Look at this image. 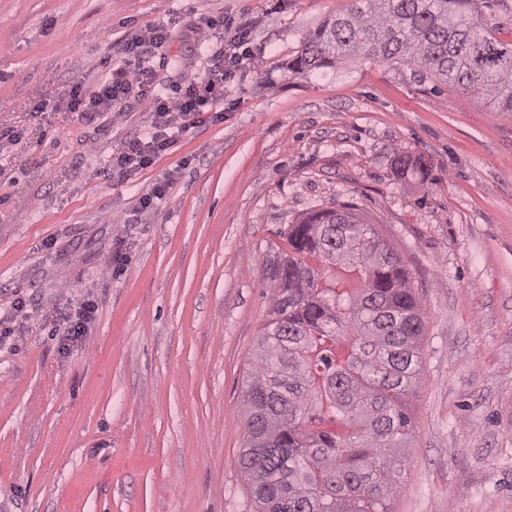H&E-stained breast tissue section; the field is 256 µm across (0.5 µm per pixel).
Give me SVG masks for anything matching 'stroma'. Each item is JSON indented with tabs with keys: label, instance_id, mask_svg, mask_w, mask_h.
Wrapping results in <instances>:
<instances>
[{
	"label": "stroma",
	"instance_id": "1",
	"mask_svg": "<svg viewBox=\"0 0 512 512\" xmlns=\"http://www.w3.org/2000/svg\"><path fill=\"white\" fill-rule=\"evenodd\" d=\"M351 3L0 0V512H254L236 460L269 265L289 224L342 203L383 225L425 313L391 512H512V112L402 61L294 73ZM225 13L253 18L261 65L222 120L113 179L149 115L65 111L70 85L167 21L157 84L203 72L221 41L190 53L183 35ZM400 154L424 155L426 178L397 177Z\"/></svg>",
	"mask_w": 512,
	"mask_h": 512
}]
</instances>
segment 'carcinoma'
Wrapping results in <instances>:
<instances>
[{"mask_svg": "<svg viewBox=\"0 0 512 512\" xmlns=\"http://www.w3.org/2000/svg\"><path fill=\"white\" fill-rule=\"evenodd\" d=\"M475 0H357L326 19L293 63L300 73L352 56L400 60L512 112V41ZM396 174L420 177L422 155ZM274 261L269 320L242 397L238 466L255 512H390L412 436L425 316L403 258L352 206L288 225Z\"/></svg>", "mask_w": 512, "mask_h": 512, "instance_id": "carcinoma-1", "label": "carcinoma"}]
</instances>
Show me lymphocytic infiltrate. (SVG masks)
<instances>
[{"instance_id": "lymphocytic-infiltrate-1", "label": "lymphocytic infiltrate", "mask_w": 512, "mask_h": 512, "mask_svg": "<svg viewBox=\"0 0 512 512\" xmlns=\"http://www.w3.org/2000/svg\"><path fill=\"white\" fill-rule=\"evenodd\" d=\"M215 25L224 35L223 50L212 54L207 71L184 74L179 83L169 88L158 89L148 65L149 58L171 37L169 28L164 25H150L128 33L106 76L95 86L88 87L80 81L71 86L68 111L86 114L118 112L133 100L150 114L149 131L130 140L113 154L114 176L125 179L152 166L172 147L173 130L186 132L195 128L202 115L223 100L224 91L237 72L252 64L251 20L241 14H229L216 20Z\"/></svg>"}]
</instances>
